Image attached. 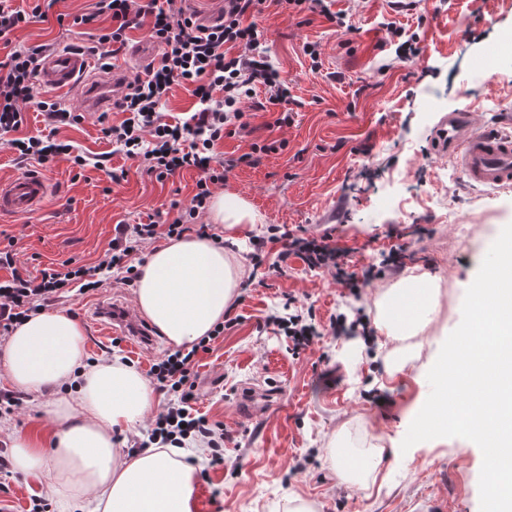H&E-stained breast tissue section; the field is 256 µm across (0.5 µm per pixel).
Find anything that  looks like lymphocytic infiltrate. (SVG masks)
Returning <instances> with one entry per match:
<instances>
[{
  "label": "lymphocytic infiltrate",
  "mask_w": 512,
  "mask_h": 512,
  "mask_svg": "<svg viewBox=\"0 0 512 512\" xmlns=\"http://www.w3.org/2000/svg\"><path fill=\"white\" fill-rule=\"evenodd\" d=\"M59 0L24 8L15 0H0V44L7 47L5 60L0 61V139L16 155L19 164L31 162L44 165L56 156H71L78 167H85V156L74 154L71 144L56 141L60 127L80 124L83 113L59 100H43L38 107L45 116L47 134L19 136L25 122L24 108L33 101L34 80L42 61L57 46L44 43L25 47L14 45L11 36L22 25L33 20L47 19L49 7ZM184 0H96L92 12L74 17L77 25H92L106 18L111 22L95 45H69V52L93 59L97 69L110 71L114 59L127 47L132 31L147 29L158 47L156 59L150 62L143 75L123 80L113 91L112 106L122 116L114 122L108 113H100L97 121L102 133L118 145L126 156L139 160L143 173L164 181L185 169L200 173L197 191L189 204L172 202L177 215L164 223L118 225V235L112 241L97 267L76 266L63 262L60 268L42 269L39 276L22 274L17 268L15 253L0 249V335L9 336L16 325L30 314L41 311L79 286L88 292L99 288L95 275L98 270H117L124 281L134 283L144 243L160 236L181 237L197 231L206 235V226H193L192 220L205 208L211 185L226 182L235 168L259 164L261 146L237 157H218L215 147L225 135L248 127L247 100L253 96L256 85L269 91L267 102L279 108L280 123L293 120L295 98L286 81L267 59L262 45L264 30L256 18L262 14L266 0H224L220 18L211 24L199 22L188 12ZM190 87L198 108L183 122L169 123L162 111L173 86ZM279 245V262L296 257L309 270L332 269L336 281L350 294H359L361 288L386 273L399 270V252L391 250L380 264L361 270H350L344 252L331 242L330 235L318 237L291 231L270 234L253 244L251 260L263 265L267 259V244ZM223 327H216L212 337L203 338L197 350H209L212 338L221 337ZM197 350L178 351L157 359L149 376L167 401L155 420L148 440L163 445L182 446L190 439L207 444L213 464H221L224 457V431L210 424L202 416L193 415L190 403L195 398L194 367Z\"/></svg>",
  "instance_id": "1"
}]
</instances>
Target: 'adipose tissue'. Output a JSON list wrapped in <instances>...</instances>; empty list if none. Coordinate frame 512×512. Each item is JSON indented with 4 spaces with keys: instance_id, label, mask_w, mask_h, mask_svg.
<instances>
[{
    "instance_id": "ef3b65f1",
    "label": "adipose tissue",
    "mask_w": 512,
    "mask_h": 512,
    "mask_svg": "<svg viewBox=\"0 0 512 512\" xmlns=\"http://www.w3.org/2000/svg\"><path fill=\"white\" fill-rule=\"evenodd\" d=\"M209 217L221 226L224 243L233 244L258 219L229 191L211 199ZM223 245L183 236L155 249L139 268L136 304L174 348H191L212 332L238 295L245 265ZM434 292V279L422 275L378 303V330L402 343L390 354L388 374L418 357L410 339L423 329ZM0 376L38 398L53 426L48 457L32 436L12 434L13 465L42 475L65 512H193L196 468L179 449L130 455L113 440L114 432L144 421L155 405L153 387L121 359L88 363L85 331L72 315L44 310L15 327L0 346Z\"/></svg>"
}]
</instances>
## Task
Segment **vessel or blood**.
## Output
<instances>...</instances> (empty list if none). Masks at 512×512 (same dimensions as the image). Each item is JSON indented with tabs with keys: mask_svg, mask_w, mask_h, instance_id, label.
<instances>
[{
	"mask_svg": "<svg viewBox=\"0 0 512 512\" xmlns=\"http://www.w3.org/2000/svg\"><path fill=\"white\" fill-rule=\"evenodd\" d=\"M85 61L68 52L45 59L40 83L67 91L86 71ZM437 154L448 156L473 186L491 189L512 187V134L494 129L474 131L470 115L464 111L449 113L435 135ZM51 193L49 181L39 173L23 172L0 181V215H22L39 209Z\"/></svg>",
	"mask_w": 512,
	"mask_h": 512,
	"instance_id": "vessel-or-blood-1",
	"label": "vessel or blood"
}]
</instances>
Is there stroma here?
<instances>
[{"label":"stroma","instance_id":"obj_1","mask_svg":"<svg viewBox=\"0 0 512 512\" xmlns=\"http://www.w3.org/2000/svg\"><path fill=\"white\" fill-rule=\"evenodd\" d=\"M332 8L345 13V27L274 5L259 17L264 51L301 106L293 123L280 128L276 112L259 109L248 131L218 143L222 157L239 156L255 143H281L258 165L236 168L225 188L261 217L242 244L244 253L278 224L331 234L350 269L379 263L398 247L403 266L356 296L332 273L308 270L294 257L283 275L265 265L247 267L230 310L238 324L196 358L192 408L221 425L226 439L223 464H204L199 473L193 512H288L296 498L316 512H418L428 498L443 501L445 512H480L478 447L463 438L423 441L405 452L400 446L430 393L427 373L461 322L465 292L488 241L512 223V188L469 186L434 150L435 132L451 111L467 110L474 127L512 132V0H416L411 10L392 0H334ZM387 22L417 35L414 61L398 59L397 44L385 39ZM97 35V27H62L51 19L29 23L15 39L28 46L90 45ZM308 43L319 46L320 72L310 70ZM157 52L146 30L134 31L116 67L133 77ZM111 84L93 70L78 89L64 92L85 120L57 135L88 158L107 155L105 169H80L69 156H57L40 169L52 188L44 205L0 218V248L12 247L20 270L30 275L67 260L97 265L117 225L148 222L196 192L197 171L156 181L103 137L91 101ZM112 168L125 170L121 183L111 182ZM424 273L437 280L435 310L419 358L393 376L385 358L395 344L380 334L366 341L327 333L296 355L268 322L284 315L291 296L324 327L339 312L372 320L380 294ZM105 298L134 306L132 288L110 272L100 288L71 292L63 303L85 327L89 358L119 356L148 373L169 344L157 332L151 349L134 352L101 338L91 312ZM248 383H266L278 393L257 421L237 414V392ZM334 441L357 454L373 445L384 453L375 469L344 481L326 455ZM48 494L42 480L15 473L0 487V512H28L31 496Z\"/></svg>","mask_w":512,"mask_h":512}]
</instances>
